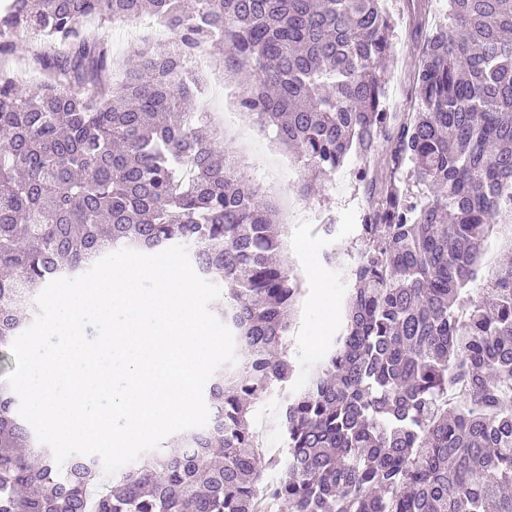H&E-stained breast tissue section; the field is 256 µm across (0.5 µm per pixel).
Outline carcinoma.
<instances>
[{
	"label": "carcinoma",
	"mask_w": 512,
	"mask_h": 512,
	"mask_svg": "<svg viewBox=\"0 0 512 512\" xmlns=\"http://www.w3.org/2000/svg\"><path fill=\"white\" fill-rule=\"evenodd\" d=\"M412 73L415 112H386L381 0H11L0 12V512H512V262L473 295L491 226L512 224V0H448ZM166 22L184 57L224 50L245 105L313 176L391 143L369 198L332 348L292 390L302 294L287 227L186 103L193 73L144 42L112 78L90 17ZM50 39L27 86L11 36ZM188 248L224 287L245 345L208 382L209 421L103 477L57 465L19 414L9 350L51 281L120 248ZM282 395L284 475L264 482L247 403Z\"/></svg>",
	"instance_id": "carcinoma-1"
}]
</instances>
